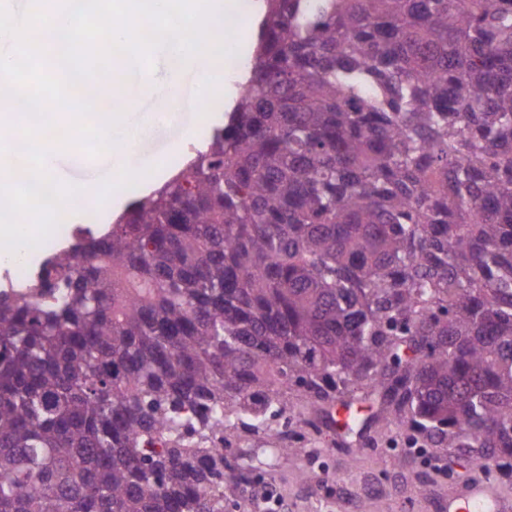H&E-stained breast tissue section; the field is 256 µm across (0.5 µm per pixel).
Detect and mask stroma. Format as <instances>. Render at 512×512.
<instances>
[{"mask_svg": "<svg viewBox=\"0 0 512 512\" xmlns=\"http://www.w3.org/2000/svg\"><path fill=\"white\" fill-rule=\"evenodd\" d=\"M237 75L224 77L213 109L173 113L157 136L144 142L149 163L163 162L174 176L200 146L236 95ZM179 152H169L172 142ZM288 403L303 409L297 436L273 450L260 433L235 432L224 450V482L236 487L225 512H255L258 487H276L283 512H442L449 495L467 484L468 460L460 448H412L408 428L385 426L370 418L361 439L334 429L325 413L307 409L298 393Z\"/></svg>", "mask_w": 512, "mask_h": 512, "instance_id": "obj_1", "label": "stroma"}]
</instances>
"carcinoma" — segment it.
I'll return each mask as SVG.
<instances>
[{"label":"carcinoma","mask_w":512,"mask_h":512,"mask_svg":"<svg viewBox=\"0 0 512 512\" xmlns=\"http://www.w3.org/2000/svg\"><path fill=\"white\" fill-rule=\"evenodd\" d=\"M267 3L206 148L0 290V512H224L290 390L512 474V0Z\"/></svg>","instance_id":"obj_1"}]
</instances>
